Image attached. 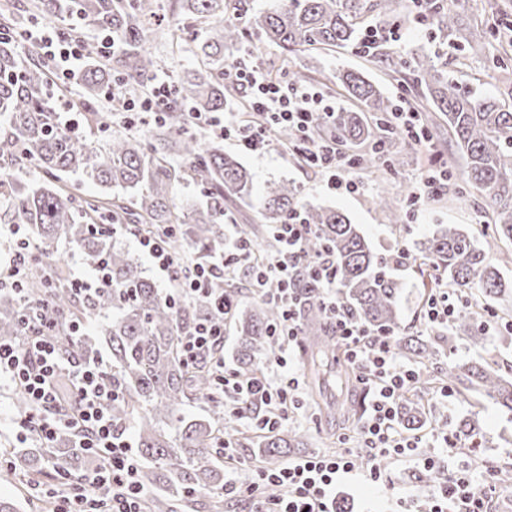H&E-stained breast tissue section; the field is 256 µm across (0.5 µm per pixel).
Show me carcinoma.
Here are the masks:
<instances>
[{
    "instance_id": "cac0c4a2",
    "label": "carcinoma",
    "mask_w": 512,
    "mask_h": 512,
    "mask_svg": "<svg viewBox=\"0 0 512 512\" xmlns=\"http://www.w3.org/2000/svg\"><path fill=\"white\" fill-rule=\"evenodd\" d=\"M397 0H276L268 11L250 14L242 0H170L176 42L194 47L195 68L173 86V106L163 119L139 130L138 117L113 116L105 111L104 95L146 96L156 60L145 47V33L157 13L148 0H29L22 9L16 0H0V223L27 227L25 296L0 292V340L15 341L23 332L27 309L48 306L57 315L55 328L61 354L91 359L99 346L109 352L107 370L120 384L121 396L109 407L112 420L123 425L136 419V443L142 461L141 480L149 489L148 512H224V470L214 459L224 443L255 449L264 460H279L304 445L296 432H269L262 444L255 437L224 424V399L217 393L210 365L189 367L181 359V337L193 322L210 314L209 304L194 299L177 308L143 275L141 265L114 235H147L165 241L178 258L209 263L228 249L223 225L232 224L235 239L256 240L268 225L281 224L302 211L313 233L312 256L327 250L336 259L342 299L357 317L376 332L392 331V350L422 370L419 385L397 402L396 421L409 431L439 429L430 420L424 397L443 386L467 398L486 397L512 413V369L498 360L454 364L443 368L438 358L454 335L436 339L400 335L397 300L403 288L388 260L375 252L359 225L343 213L301 202L298 187L273 182L255 200L252 175L237 157L224 151L219 138L203 139L191 132L192 112H221L233 90L224 86V59L257 56L265 44L284 53L331 48L366 52L388 62L393 78L409 83L424 112H437L448 124L451 153L465 161L459 187L477 191L491 211L485 238L512 241V103L483 97L438 68L425 52L393 57L375 48L366 51L369 26L387 23L397 12ZM421 9L432 25L460 52L477 55L494 37L486 23L462 25L455 0H426ZM67 17L74 24L59 28L69 38L81 26L101 33L87 47V67L78 77V90L52 79L50 63L18 38L26 23L38 18ZM512 74V56L485 59L484 74L496 78ZM283 76L288 85L329 83L344 90L349 105L336 108L317 136L339 143L375 148L366 167L384 171L403 164L402 142L390 123L393 102L359 70L326 75L308 66H291ZM65 102L83 114L80 131L60 124L57 105ZM82 175L96 182L100 193L85 196ZM190 184L197 199L185 207L179 190ZM257 203L260 223H237L234 205ZM376 208L392 224L404 221L397 197L380 194ZM63 238L84 264L106 276L107 286L83 291L74 287L69 268L52 258L51 249ZM412 261L418 264L423 297L436 288L465 296L468 306L452 321V330L467 333L475 346L483 342L486 303L498 302L501 319H512V285L498 268L486 262L485 249L468 232L442 225L418 243ZM232 302L224 325L235 337L233 368L242 376L263 367L272 339L269 328L278 308L260 301L244 306L240 291L249 287L237 279L217 284ZM296 289L305 301L302 319V356L308 369L310 397L320 396L329 361L336 362L334 381L343 391L354 386L352 371L336 360L318 302V290L306 277ZM101 341L72 337V325L106 312ZM204 403L210 415L188 419L183 406ZM459 440L481 435L476 418L462 419L454 428ZM79 437L62 434L51 448H34L24 456L32 470L51 462L62 473L89 468L100 460L78 447Z\"/></svg>"
}]
</instances>
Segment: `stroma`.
I'll use <instances>...</instances> for the list:
<instances>
[{
    "label": "stroma",
    "mask_w": 512,
    "mask_h": 512,
    "mask_svg": "<svg viewBox=\"0 0 512 512\" xmlns=\"http://www.w3.org/2000/svg\"><path fill=\"white\" fill-rule=\"evenodd\" d=\"M395 22L406 30L402 52L422 50L429 54H440L442 61L448 64L449 75L472 87L478 94L496 97L503 92L502 82L484 76L481 57H471L465 63H458L456 51L435 40L430 27L418 25L410 12H401ZM149 45L160 61L159 77L169 83H176L183 73L195 66V58L189 49L172 47L160 35H150ZM286 59L299 66L312 64L332 71L342 67L363 71L381 86L385 95L394 100L399 99L403 91L402 84L391 80L381 64L372 62L366 55L340 49L311 59L299 53L284 55L279 47L269 44L263 47L253 64L266 71L280 66ZM224 148L238 152L240 161L253 175L255 194H263L268 183L274 180L294 182L301 186L307 202L347 215L352 223L360 226L367 240L379 251L395 245L412 253L416 250L417 242L430 235L438 225L455 224L474 233L490 221V214L480 198H473L467 205L460 204L455 198L454 188L450 187L438 196L425 199L418 209L408 211L405 225L390 224L384 214L376 210L373 199L376 194L388 191L404 201L417 190L427 161L424 153L410 144L403 151L404 164L396 171L380 178L366 170L355 171L354 177L362 188L359 193L351 195L327 189L321 178L297 159L282 157L279 143H272L269 151L262 155L238 151L235 142L230 139L225 140ZM396 274L404 284L398 301L401 330L407 334L422 333L419 273L415 266L403 265L397 268ZM490 356L512 362V343L503 342L494 331L489 332L479 346L460 338L446 350L442 360L466 365ZM427 410L431 416L451 426L459 419L476 416L482 432L481 446L466 453V460L477 467L483 459L490 458L501 467L512 468V414L502 411L490 400L473 405L456 395L447 399H428ZM20 420L15 407L14 387L0 384V448H14L23 453L32 448V441L25 439L19 426ZM288 426L307 434L304 455L332 454L341 449V424L334 418L314 413L312 407L298 410ZM382 466L396 491L409 500L424 502L433 496L434 487L418 479L420 465L386 460ZM336 500L346 504L349 512H396L398 507L395 499L387 497L381 487L365 481L360 474L337 485Z\"/></svg>",
    "instance_id": "35a3bbf8"
}]
</instances>
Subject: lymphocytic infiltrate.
<instances>
[{
  "instance_id": "obj_1",
  "label": "lymphocytic infiltrate",
  "mask_w": 512,
  "mask_h": 512,
  "mask_svg": "<svg viewBox=\"0 0 512 512\" xmlns=\"http://www.w3.org/2000/svg\"><path fill=\"white\" fill-rule=\"evenodd\" d=\"M31 41L46 57L61 64L60 74L65 79L72 74L71 63L83 58L81 43L61 40L50 32L32 36ZM224 81L245 93L258 122H244L222 112H198L193 116L194 126L233 138L242 149L254 154L267 150L272 132L288 129L294 134L288 147L290 154L320 175L329 189L358 192L359 184L352 177L358 167L353 155L342 152L335 141L313 138L315 129L333 115L335 103L314 88L269 80L257 67L243 61L226 68ZM397 119L407 137L431 154L421 189L411 196L416 203L423 195L447 187L448 164L434 153L432 137L419 125L416 113L401 111ZM310 231V225L297 214L286 223L272 225L271 233L278 243L275 252L259 258L252 243L236 241L220 260L206 265L178 259L154 238L138 240L141 250L176 281V288L168 294L172 302L182 304L200 297L212 302L215 320L196 322L181 338L186 363L213 356L224 346V328L217 320L227 314L229 306L223 294L214 291L215 280L247 270L254 293L281 308L282 318L270 330L275 351L263 371L242 378L225 365L217 376V391L224 397L230 415L240 416L242 405L248 401H261L267 410L262 425L272 431L300 406L301 376L292 361L302 342V303L293 286L300 273L310 275L318 284L319 301L331 333L357 383L371 395L370 412L361 424L355 446L333 455L302 457L244 480L228 473L225 495L245 500L249 512H336V485L344 476L360 469L372 482L386 485L382 460L416 459L422 442L420 436L407 434L395 421L396 402L418 382V368L401 362L390 340L372 337L368 327L345 306L336 285L334 258L327 252L309 256L305 248ZM24 324L37 326V335L14 343L0 341V381L22 388L32 405L22 427L44 448L51 447L62 432H76L81 447L105 459L104 467L89 468L68 478L69 493L58 499L53 512H142L141 463L124 428L118 427L109 412L120 391L102 359L62 362L52 334L54 319L47 309L33 310ZM63 371L68 372L73 384L77 402L73 414L61 411L59 405L56 380ZM494 480L491 468L477 474L469 464H462L449 469L427 504L407 507L403 512H485Z\"/></svg>"
}]
</instances>
